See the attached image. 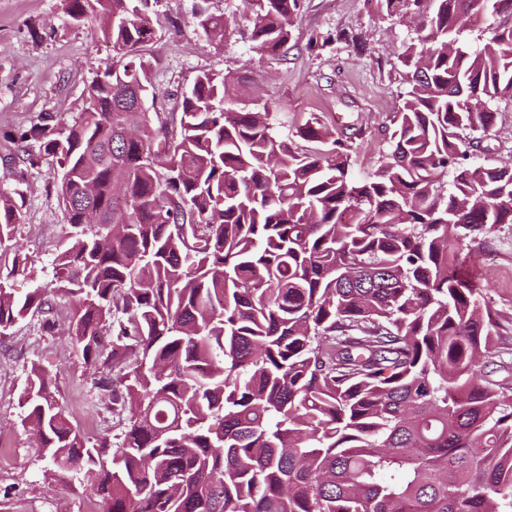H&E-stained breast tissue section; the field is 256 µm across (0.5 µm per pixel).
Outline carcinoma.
Instances as JSON below:
<instances>
[{
  "label": "carcinoma",
  "mask_w": 512,
  "mask_h": 512,
  "mask_svg": "<svg viewBox=\"0 0 512 512\" xmlns=\"http://www.w3.org/2000/svg\"><path fill=\"white\" fill-rule=\"evenodd\" d=\"M149 2L68 0L112 57L72 122L12 137L14 162L62 169L70 246L52 295L19 299L0 278V335L32 312L52 329L68 297V336L129 413L121 442L90 440L32 368L23 423L49 475H85L106 512H512V387L482 371L491 313L454 248L512 224V165L471 163L463 137L512 102V0H367L424 25L362 178L352 139L317 118L277 136L244 75H198L179 113L140 108ZM244 5L230 20L193 0L195 30L247 27L254 52L284 49L302 0ZM479 22L490 37L462 49ZM23 206L0 191V263Z\"/></svg>",
  "instance_id": "cac0c4a2"
}]
</instances>
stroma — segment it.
<instances>
[{"instance_id":"35a3bbf8","label":"stroma","mask_w":512,"mask_h":512,"mask_svg":"<svg viewBox=\"0 0 512 512\" xmlns=\"http://www.w3.org/2000/svg\"><path fill=\"white\" fill-rule=\"evenodd\" d=\"M192 0H158L151 5L155 38L145 47L150 62L149 94L156 112H177L201 72L246 75L251 89L284 136L316 117L335 135L351 137L355 171L365 176L378 164L379 144L408 84L400 54L413 26L398 16L376 13L367 0H303L294 38L276 54L253 53L245 36L224 42L196 34ZM65 0H0V189L23 191L24 223L7 248L27 258L25 271L0 267L18 297L47 286L55 258L69 243L68 226L54 184L61 170L45 160L28 168L8 158L6 136L50 113L64 122L79 112L92 67L110 53L100 37L73 24ZM346 29L362 35L366 54L328 37ZM474 160H512V104L500 103L493 123L476 134ZM465 269L491 308L497 345L487 367L490 380L512 386V224L463 240ZM57 327L47 332L34 313L0 336V436L11 462L0 467V512H82L92 501L83 479L46 477L47 463L22 424V392L32 368L49 374L51 389L72 425L96 438L122 437L129 414L111 405L65 333L71 314L66 298L55 306Z\"/></svg>"}]
</instances>
